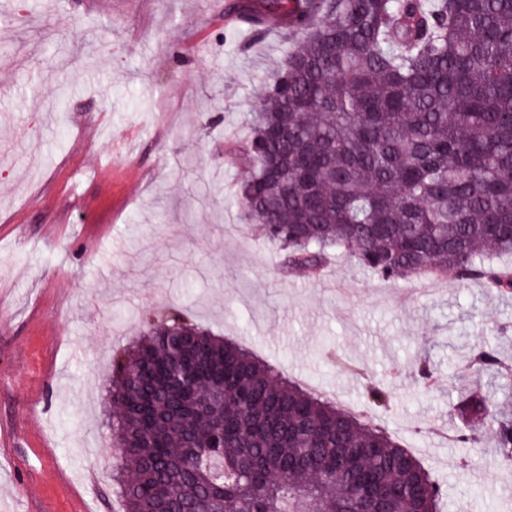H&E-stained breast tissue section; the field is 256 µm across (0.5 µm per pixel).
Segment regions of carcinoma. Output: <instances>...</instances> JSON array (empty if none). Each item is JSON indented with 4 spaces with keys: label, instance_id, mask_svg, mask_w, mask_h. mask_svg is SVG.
Returning <instances> with one entry per match:
<instances>
[{
    "label": "carcinoma",
    "instance_id": "cac0c4a2",
    "mask_svg": "<svg viewBox=\"0 0 512 512\" xmlns=\"http://www.w3.org/2000/svg\"><path fill=\"white\" fill-rule=\"evenodd\" d=\"M297 39L232 151L245 218L288 273L346 253L384 280L512 279V0H289ZM112 353L117 512H439L442 486L383 429L284 378L181 307ZM409 374L424 386L423 358ZM512 383L477 341L448 399L455 441L512 467ZM385 406L391 393L369 382Z\"/></svg>",
    "mask_w": 512,
    "mask_h": 512
}]
</instances>
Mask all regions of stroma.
<instances>
[{
    "mask_svg": "<svg viewBox=\"0 0 512 512\" xmlns=\"http://www.w3.org/2000/svg\"><path fill=\"white\" fill-rule=\"evenodd\" d=\"M267 0H11L0 9V512H115L100 459L113 350L137 313L195 320L369 414L444 490L445 512H512V468L447 435L448 387L512 303L479 284L385 281L338 256L283 276L237 199L231 148L292 35ZM206 42L198 58L197 42ZM391 393L367 404L363 377ZM428 358L432 387L411 365Z\"/></svg>",
    "mask_w": 512,
    "mask_h": 512,
    "instance_id": "obj_1",
    "label": "stroma"
}]
</instances>
